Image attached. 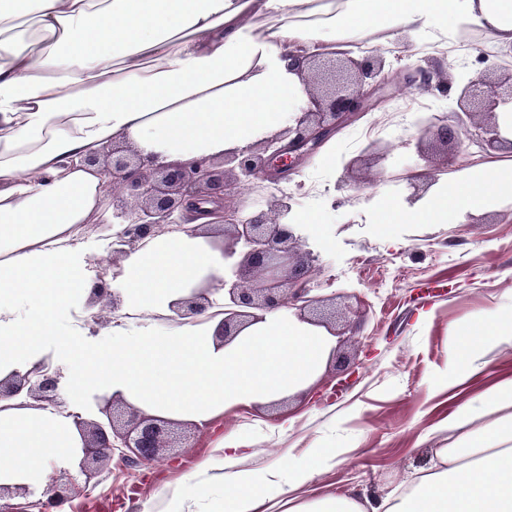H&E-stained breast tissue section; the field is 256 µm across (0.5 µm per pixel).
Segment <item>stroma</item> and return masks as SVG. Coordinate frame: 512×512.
<instances>
[{
	"label": "stroma",
	"mask_w": 512,
	"mask_h": 512,
	"mask_svg": "<svg viewBox=\"0 0 512 512\" xmlns=\"http://www.w3.org/2000/svg\"><path fill=\"white\" fill-rule=\"evenodd\" d=\"M436 62L437 74L459 90L480 73L506 62L491 37L463 51L420 47L412 56L387 53L391 67L411 59ZM448 110L446 98H427L415 88L383 102L338 133L287 185L295 206L319 211L318 225H301L302 251L318 257L310 295L335 305L336 318L324 323L335 345L315 382L264 405L224 417L225 431L248 438L252 447L241 468L262 470L281 463L291 448L339 442L347 452L334 469L312 483L319 494L368 492L386 497L445 447L438 428L455 406L512 375V344L484 353L482 370L452 391L433 386L448 358V325L494 309L512 291V203L505 202L459 224H394L383 229L367 214L378 188L405 201L409 172L453 181L459 171L505 150L472 143L452 152L423 140L418 121ZM392 144L384 159L370 156V140ZM335 156V164L324 161ZM353 170H346L347 162ZM431 323H423L425 312ZM294 422L286 432L284 417ZM182 448L136 470L104 464L96 485L67 503L68 512H164L168 486L188 481L211 451L209 427L182 423Z\"/></svg>",
	"instance_id": "35a3bbf8"
}]
</instances>
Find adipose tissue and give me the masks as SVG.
<instances>
[{"label": "adipose tissue", "instance_id": "1", "mask_svg": "<svg viewBox=\"0 0 512 512\" xmlns=\"http://www.w3.org/2000/svg\"><path fill=\"white\" fill-rule=\"evenodd\" d=\"M413 43L450 42L463 26L512 45V0H0V380L55 353L74 365L72 392L122 399L174 420L210 422L299 390L329 358L326 331L286 310L264 314L230 344L224 250L211 238L165 231L128 253L110 285L122 298L108 344L86 334L99 247L82 242L105 182L86 157L111 143L145 161L187 163L244 149L292 123L303 97L289 65L335 44L341 30L379 27ZM512 201V163L487 162L432 186L413 205L379 190L376 224H455ZM214 287L217 305L160 328L173 303ZM512 343V293L498 308L448 327L437 388L464 384L487 346ZM407 490L310 495L289 512H512V377L458 404ZM66 410L0 399V484L47 487L51 466L77 461ZM251 446L221 435L190 481L168 489L166 512H272L284 489L310 486L343 446L323 445L261 471L238 468Z\"/></svg>", "mask_w": 512, "mask_h": 512}]
</instances>
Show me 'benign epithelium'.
<instances>
[{"mask_svg": "<svg viewBox=\"0 0 512 512\" xmlns=\"http://www.w3.org/2000/svg\"><path fill=\"white\" fill-rule=\"evenodd\" d=\"M382 54L361 58L315 55L294 59L301 74L307 106L284 128L259 145L244 151H226L218 157L202 158L183 165L148 166L136 151L123 153L117 147L102 155L86 158L90 166L100 168L107 181L120 186L112 195V219L121 226L113 252L125 255L165 231L170 224L186 225L203 216L224 222V256L244 252L239 263V280L228 288L224 304L221 339L235 338L249 310L275 311L294 308L304 312L315 300L308 284L317 258L301 253L298 225L288 223L292 196L279 184L300 171L318 149L332 136L354 124L380 100V89L391 85V72L385 69ZM406 84L428 89L433 73L409 65L401 71ZM453 114L463 113L481 120L462 126L448 116L431 115L420 120L422 132L446 146H460L466 140H478L495 148L506 141L498 122L497 109L512 108V68L498 76L479 75L465 84L455 97ZM267 182L273 186L265 204L245 211L227 200L228 188L240 183ZM212 289L198 288L174 309L171 321L197 316L212 306ZM106 300L114 311L121 307L118 293L102 278H97L89 302ZM60 375L38 365L25 373L0 380V398L21 393L40 408H63L59 391ZM99 417L88 420L72 414L82 435L83 462L80 472L84 483L62 473L51 482L37 500L40 512H53L67 504L83 487L90 485L100 467L118 458L127 469L158 461L174 440L172 423L145 412L128 408L116 411V400L98 403ZM31 493L27 486L0 485V512H18L11 503L16 495Z\"/></svg>", "mask_w": 512, "mask_h": 512, "instance_id": "obj_1", "label": "benign epithelium"}]
</instances>
